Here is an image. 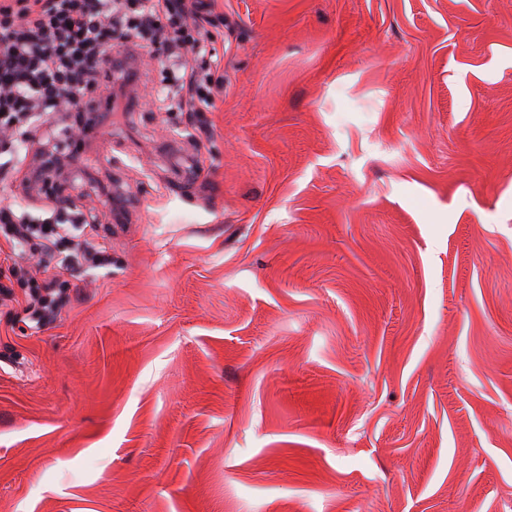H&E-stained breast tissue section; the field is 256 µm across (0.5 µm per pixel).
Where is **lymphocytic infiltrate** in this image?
Returning a JSON list of instances; mask_svg holds the SVG:
<instances>
[{"instance_id":"f902f5d3","label":"lymphocytic infiltrate","mask_w":512,"mask_h":512,"mask_svg":"<svg viewBox=\"0 0 512 512\" xmlns=\"http://www.w3.org/2000/svg\"><path fill=\"white\" fill-rule=\"evenodd\" d=\"M216 20L207 0H0V170L6 168L2 156L16 157L17 144L46 114L91 109L92 92L112 73L131 80L114 52L120 39L140 41L150 58L165 53L161 65L173 74L180 111H210L224 85L220 63L198 70L187 57L206 55L204 37ZM0 231L12 255L41 252L49 273L32 280L24 311L39 328L56 321L68 297L54 272L78 258L59 248L68 227L0 206Z\"/></svg>"}]
</instances>
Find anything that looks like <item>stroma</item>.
<instances>
[{"label":"stroma","mask_w":512,"mask_h":512,"mask_svg":"<svg viewBox=\"0 0 512 512\" xmlns=\"http://www.w3.org/2000/svg\"><path fill=\"white\" fill-rule=\"evenodd\" d=\"M224 92L136 73L0 202L107 261L0 260V512H512V0H221ZM30 283L24 311L35 326L41 328L61 316L68 295L62 288H56L57 280L52 274H46L40 280L32 278Z\"/></svg>","instance_id":"stroma-1"}]
</instances>
